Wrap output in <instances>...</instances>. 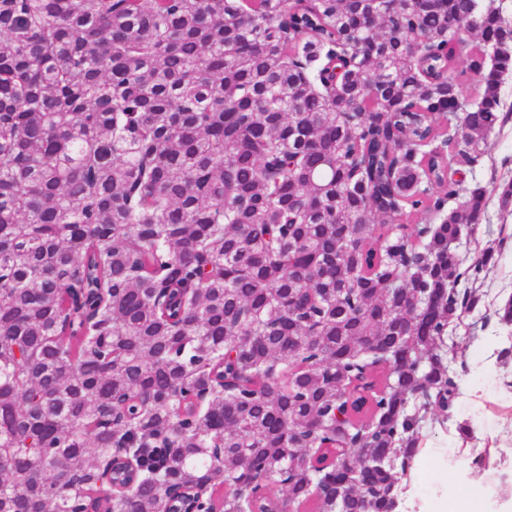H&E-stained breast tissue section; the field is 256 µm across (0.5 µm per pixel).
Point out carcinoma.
<instances>
[{"instance_id": "carcinoma-1", "label": "carcinoma", "mask_w": 512, "mask_h": 512, "mask_svg": "<svg viewBox=\"0 0 512 512\" xmlns=\"http://www.w3.org/2000/svg\"><path fill=\"white\" fill-rule=\"evenodd\" d=\"M511 45L475 0H0V512H395Z\"/></svg>"}]
</instances>
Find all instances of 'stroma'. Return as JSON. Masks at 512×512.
Instances as JSON below:
<instances>
[{
  "mask_svg": "<svg viewBox=\"0 0 512 512\" xmlns=\"http://www.w3.org/2000/svg\"><path fill=\"white\" fill-rule=\"evenodd\" d=\"M502 122L487 138L479 161L464 169L465 189L486 190L481 224L463 230L458 255L471 264L486 250L496 261L477 283L479 302L464 313L456 333L463 339L459 395L448 416L427 419L421 438L430 445L421 460L419 492L427 502L449 493L466 512H512V356L500 357L501 337L512 334L494 311L512 296V202L503 203L501 185L512 182V71L500 85ZM454 469L449 487L435 478L441 464Z\"/></svg>",
  "mask_w": 512,
  "mask_h": 512,
  "instance_id": "1",
  "label": "stroma"
}]
</instances>
